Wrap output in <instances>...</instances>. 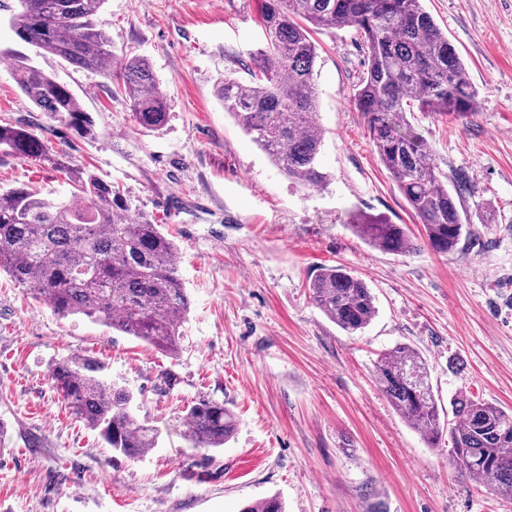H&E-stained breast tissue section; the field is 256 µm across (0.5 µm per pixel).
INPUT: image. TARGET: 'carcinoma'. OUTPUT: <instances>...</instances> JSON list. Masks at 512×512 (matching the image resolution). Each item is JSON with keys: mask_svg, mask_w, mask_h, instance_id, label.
<instances>
[{"mask_svg": "<svg viewBox=\"0 0 512 512\" xmlns=\"http://www.w3.org/2000/svg\"><path fill=\"white\" fill-rule=\"evenodd\" d=\"M12 24L17 37L81 69L112 80L130 100L133 121L160 129L168 121L166 99L150 64L128 57L112 70L110 40L95 23L104 0H19ZM264 46L253 56L254 79L219 82L217 96L237 125L289 178L304 186L327 184L320 166L324 130L314 120L316 45L312 29L355 28L367 49V70L354 94L374 151L418 223L425 243L449 256L466 225L459 194L448 188L428 150L401 129L403 113L418 110L466 116L479 92L448 34L423 0H264ZM11 59L20 91L50 121L82 139L95 137L91 116L77 95L17 50ZM0 151L32 157L68 174V197L47 198L25 185L0 189V270L7 271L61 318L82 315L175 356L189 299L175 267L178 249L159 225L129 216L119 186L97 173L69 167L48 151L33 129L0 118ZM352 232L372 246L405 254L414 243L405 224L353 213ZM312 303L336 326L353 334L376 315L367 284L340 266L325 267L309 281ZM103 363L72 355L54 363L51 379L71 413L100 432L112 451L139 458L155 447L158 431L131 410L133 396L108 381ZM382 393L432 448L444 423L426 361L400 344L375 365ZM448 429L450 460L460 472L501 497L512 499V409L460 392ZM187 438L195 448H221L236 429L224 403L209 398L185 409ZM241 512H286L277 495L244 504Z\"/></svg>", "mask_w": 512, "mask_h": 512, "instance_id": "1", "label": "carcinoma"}]
</instances>
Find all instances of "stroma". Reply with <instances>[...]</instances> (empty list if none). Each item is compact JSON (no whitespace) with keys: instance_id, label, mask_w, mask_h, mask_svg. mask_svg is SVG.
Returning <instances> with one entry per match:
<instances>
[{"instance_id":"35a3bbf8","label":"stroma","mask_w":512,"mask_h":512,"mask_svg":"<svg viewBox=\"0 0 512 512\" xmlns=\"http://www.w3.org/2000/svg\"><path fill=\"white\" fill-rule=\"evenodd\" d=\"M262 0H104L95 17L115 65L146 59L167 97L158 130L132 119L111 80L36 54L15 34L17 0H0V49L78 95L96 137L61 133L19 90L0 58V116L30 125L71 164L118 184L133 214L179 246L191 299L177 356L83 316L58 318L0 271V512H240L267 496L287 512H512L460 473L447 446L428 447L374 380L400 344L427 361L443 410L459 391L512 408V0H424L479 91L465 118L409 112L407 129L449 180H462L471 232L456 258L430 250L424 228L380 164L354 93L367 50L355 29L317 31L320 162L330 180L288 178L225 112L224 77L249 81L263 45ZM71 191L66 173L0 153V187ZM409 225L414 251L383 252L347 226L350 212ZM371 288L377 315L349 334L309 299L321 267ZM87 354L126 387L159 431L132 460L76 420L51 382L54 362ZM180 382L166 396L163 371ZM223 401L236 417L221 448L187 441L185 407Z\"/></svg>"}]
</instances>
